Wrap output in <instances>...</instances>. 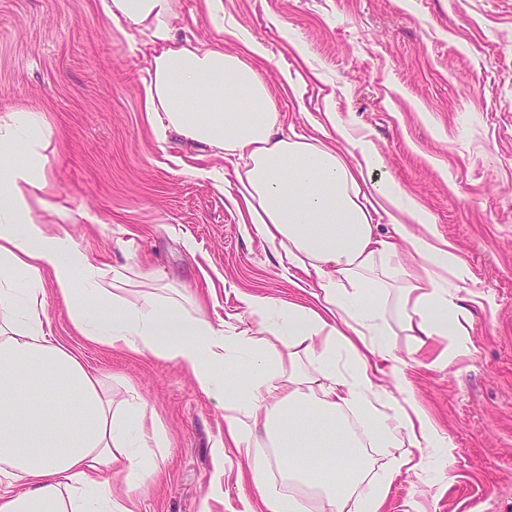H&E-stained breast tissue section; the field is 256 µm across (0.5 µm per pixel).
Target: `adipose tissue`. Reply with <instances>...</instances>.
<instances>
[{
	"label": "adipose tissue",
	"mask_w": 512,
	"mask_h": 512,
	"mask_svg": "<svg viewBox=\"0 0 512 512\" xmlns=\"http://www.w3.org/2000/svg\"><path fill=\"white\" fill-rule=\"evenodd\" d=\"M101 5L121 33L147 36L155 139L173 131L233 159L244 223L287 275H306L313 301L245 295L258 326L230 334L201 305L136 289L129 267H98L65 229L43 114H1L0 158H26L0 173V512H132V491L165 461L168 431L146 402L118 397L53 334L50 293L86 340L173 362L223 407L216 454L235 449L239 476L260 489L246 512H382L396 477L454 456L393 359L400 333L416 351L438 336L452 340L449 360L470 354L466 263L335 113L328 139L284 133L261 43L233 29L225 47L178 37L176 0ZM380 214L393 237L379 234ZM273 468L313 503L271 489Z\"/></svg>",
	"instance_id": "adipose-tissue-1"
}]
</instances>
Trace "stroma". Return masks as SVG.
Listing matches in <instances>:
<instances>
[{"label":"stroma","mask_w":512,"mask_h":512,"mask_svg":"<svg viewBox=\"0 0 512 512\" xmlns=\"http://www.w3.org/2000/svg\"><path fill=\"white\" fill-rule=\"evenodd\" d=\"M178 0L184 36L213 44L233 27L266 47L263 75L286 125L311 133L325 113L372 141L387 173L432 215L469 268L471 354L442 363L446 339L395 355L454 448L391 485L383 512H512V0ZM147 58L98 0H0V114L43 112L46 173L73 216L70 235L102 268L144 288L195 294L231 330L242 292L295 295L271 248L229 196L230 161L170 136L143 104ZM301 98L288 94V81ZM227 172L222 183L196 168ZM54 335L124 378L169 434L166 468L132 494L136 512H244L259 496L237 462L218 461L224 411L175 364L84 340L48 296Z\"/></svg>","instance_id":"35a3bbf8"}]
</instances>
